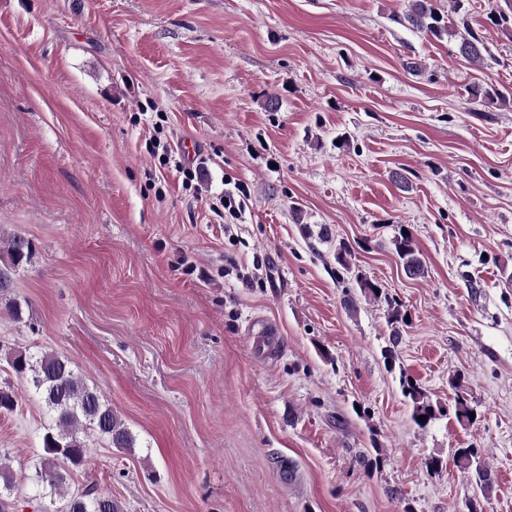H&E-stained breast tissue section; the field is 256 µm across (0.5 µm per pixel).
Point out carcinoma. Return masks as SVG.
<instances>
[{
	"mask_svg": "<svg viewBox=\"0 0 512 512\" xmlns=\"http://www.w3.org/2000/svg\"><path fill=\"white\" fill-rule=\"evenodd\" d=\"M489 19L502 32L511 35L512 0H492ZM403 22L438 40L447 37L456 41L459 56L471 64L482 66L494 60L481 35L469 27L463 34L446 25L433 0H409ZM468 93L484 106L512 104V92L505 93L492 84H474ZM394 246L408 277L425 275V265L412 234L401 235ZM32 249L30 239L20 233L6 239L0 237V264L8 262L17 270L30 262ZM5 358L26 388L44 396L45 404L52 412V424L43 436L44 455L40 457L39 467L35 468L34 479L48 488L51 503H59L53 512H124L123 506L110 493L93 483L77 488L71 486L68 470L70 466L78 468L85 462L86 444L82 435L87 432L96 434L113 448L134 447L135 438L119 415L102 400L97 390L75 373L66 356L44 350L32 354L7 352ZM401 384L404 394L415 404L414 417L426 416L419 425L427 424L434 416L433 405L425 400L424 394L407 375H401ZM457 462L461 469L475 472L476 487L480 495L487 496L493 487V477L480 461L478 450L458 449ZM12 491L9 466L6 458L0 457V512H6L10 507Z\"/></svg>",
	"mask_w": 512,
	"mask_h": 512,
	"instance_id": "obj_1",
	"label": "carcinoma"
}]
</instances>
